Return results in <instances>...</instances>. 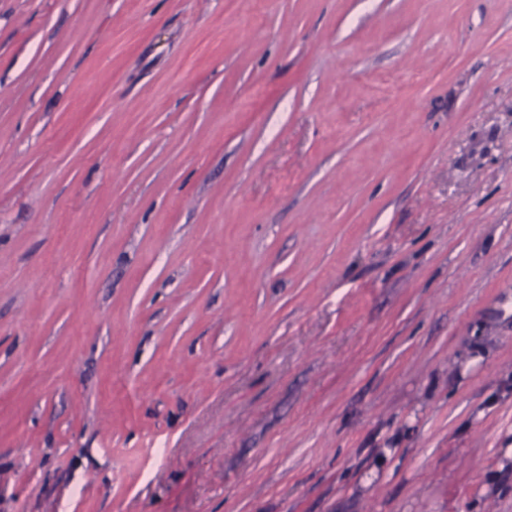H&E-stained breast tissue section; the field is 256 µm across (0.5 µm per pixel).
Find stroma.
<instances>
[{"instance_id":"stroma-1","label":"stroma","mask_w":512,"mask_h":512,"mask_svg":"<svg viewBox=\"0 0 512 512\" xmlns=\"http://www.w3.org/2000/svg\"><path fill=\"white\" fill-rule=\"evenodd\" d=\"M0 512H512V0H0Z\"/></svg>"}]
</instances>
